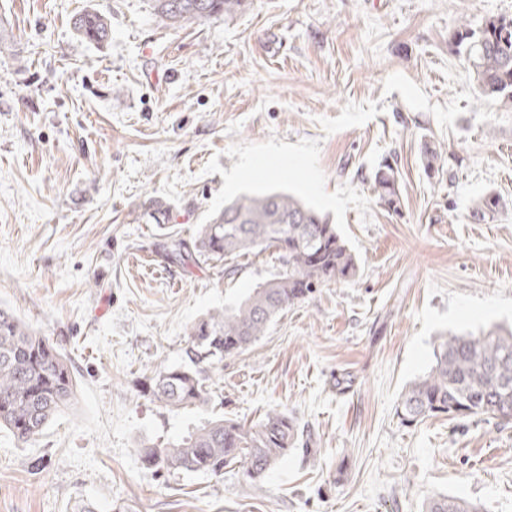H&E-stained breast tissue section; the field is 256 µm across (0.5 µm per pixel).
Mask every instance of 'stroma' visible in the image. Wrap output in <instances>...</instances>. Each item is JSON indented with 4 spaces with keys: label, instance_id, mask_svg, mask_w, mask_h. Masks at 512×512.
Returning a JSON list of instances; mask_svg holds the SVG:
<instances>
[{
    "label": "stroma",
    "instance_id": "1",
    "mask_svg": "<svg viewBox=\"0 0 512 512\" xmlns=\"http://www.w3.org/2000/svg\"><path fill=\"white\" fill-rule=\"evenodd\" d=\"M112 22L101 45L71 17ZM512 0H250L182 29L150 0H0V307L57 343L74 405L37 441L0 430V512H422L438 495L512 512V423L396 407L442 337L512 326V108L449 40ZM442 153L425 170L424 144ZM391 165L401 207L373 192ZM326 215L355 277L318 285L211 373L207 413L146 393L187 332L281 268L166 259L244 192ZM495 218L469 216L484 195ZM170 205L165 228L141 203ZM295 418V449L251 482L155 475L145 443L203 416Z\"/></svg>",
    "mask_w": 512,
    "mask_h": 512
}]
</instances>
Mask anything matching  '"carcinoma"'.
I'll use <instances>...</instances> for the list:
<instances>
[{
	"label": "carcinoma",
	"mask_w": 512,
	"mask_h": 512,
	"mask_svg": "<svg viewBox=\"0 0 512 512\" xmlns=\"http://www.w3.org/2000/svg\"><path fill=\"white\" fill-rule=\"evenodd\" d=\"M246 0H152L154 12L168 25L182 27L215 14H231ZM76 34L93 44L112 36L108 19L87 10L73 19ZM453 51L472 73L479 93L512 103V18L489 17L473 29L466 22L453 34ZM373 192L390 210L400 208L396 172L379 171ZM500 201L486 195L476 200L470 216L495 218ZM143 215L165 224L168 206L149 199ZM278 251L283 268L224 309L190 326L187 366H162L155 371L147 396L171 408L201 409L210 402L205 385L208 371L225 356L236 354L265 335L269 324L287 306L302 300L317 284L347 278L355 259L334 225L318 211L288 192L239 196L200 225L185 240L166 238L167 258L173 262L228 261L269 249ZM76 377L66 357L50 342L0 308V428L27 444L75 401ZM512 412V328H493L479 335H454L434 350L430 370L402 395L396 408L404 426L424 418L487 416ZM294 420L283 411H270L253 425L230 418H209L181 437L140 448L142 465L157 474L171 471L211 472L244 460L247 477L260 480L296 443ZM424 512H480L463 498L439 495Z\"/></svg>",
	"instance_id": "obj_1"
}]
</instances>
